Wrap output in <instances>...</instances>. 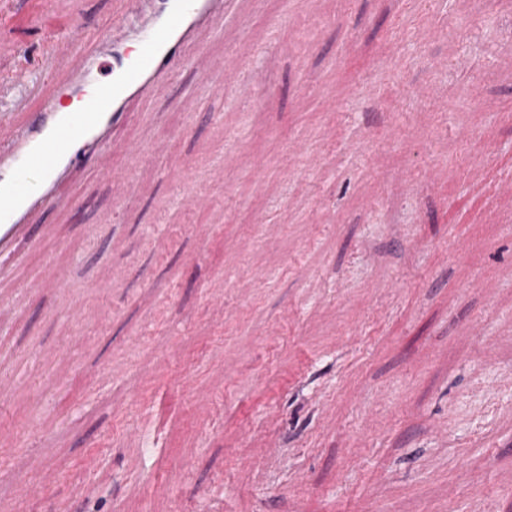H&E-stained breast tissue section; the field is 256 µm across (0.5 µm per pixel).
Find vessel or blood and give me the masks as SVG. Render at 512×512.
<instances>
[{
  "instance_id": "1",
  "label": "vessel or blood",
  "mask_w": 512,
  "mask_h": 512,
  "mask_svg": "<svg viewBox=\"0 0 512 512\" xmlns=\"http://www.w3.org/2000/svg\"><path fill=\"white\" fill-rule=\"evenodd\" d=\"M144 10L133 26L111 22L88 34L73 22L64 53L43 60L47 72L64 71L50 95L38 79L21 72L12 79L13 102L0 104V271L31 241L34 218L66 197V180L85 157H93L100 177L112 178L118 194L134 188L135 171L150 157L141 143L126 147L127 167L111 166L112 132L129 105L172 80L183 45L230 0H141ZM243 53L211 59L208 68L253 96L254 83L241 81ZM36 95L40 107L28 123L12 120V105Z\"/></svg>"
}]
</instances>
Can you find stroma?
Segmentation results:
<instances>
[{"instance_id":"35a3bbf8","label":"stroma","mask_w":512,"mask_h":512,"mask_svg":"<svg viewBox=\"0 0 512 512\" xmlns=\"http://www.w3.org/2000/svg\"><path fill=\"white\" fill-rule=\"evenodd\" d=\"M117 9L0 0V81ZM186 55L134 193L83 160L0 278V512H512V0H237ZM246 55V51H243L232 55H225L223 58L211 59L208 69L222 73L226 82L237 85L239 93L248 97H254L255 84L240 80L241 63Z\"/></svg>"}]
</instances>
